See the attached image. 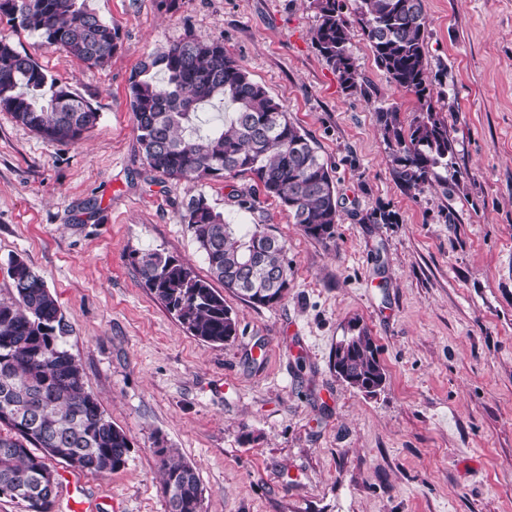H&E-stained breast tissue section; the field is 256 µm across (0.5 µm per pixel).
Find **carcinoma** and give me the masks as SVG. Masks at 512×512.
Returning <instances> with one entry per match:
<instances>
[{"instance_id": "obj_1", "label": "carcinoma", "mask_w": 512, "mask_h": 512, "mask_svg": "<svg viewBox=\"0 0 512 512\" xmlns=\"http://www.w3.org/2000/svg\"><path fill=\"white\" fill-rule=\"evenodd\" d=\"M356 2L357 24L376 64L419 103L407 132L395 109L377 112L394 177L414 187L448 164L453 153L448 124L433 106L442 92L434 91L428 76L423 0ZM310 6L318 18L312 37L316 50L345 92H365L350 52L353 30L343 0H310ZM0 16L94 67L107 66L119 45L118 29L86 0H0ZM224 101L233 112L201 132L199 109ZM129 108L152 171L194 182L247 175L288 209L306 236L322 242L335 238L339 203L328 165L224 42L189 34L149 54L129 78ZM0 111L52 144L81 139L100 118L69 84L5 40H0ZM183 221L209 278L171 256L147 252L137 258L140 280L190 335L224 344L237 335L238 322L214 283L265 306L268 293L288 294L286 248L257 224L235 231L202 193L190 199ZM8 273L9 296L0 299V426L9 433H0V485L23 480L27 491L42 487L41 512H50L57 488L52 462L90 474L114 472L126 464L131 439L88 391L82 366L66 348L69 329L57 296L44 278L19 256L9 258ZM333 366L366 392L386 381L379 346L365 327L347 332L334 351ZM32 447L40 453H32ZM159 454L168 512H202L195 469L167 448Z\"/></svg>"}]
</instances>
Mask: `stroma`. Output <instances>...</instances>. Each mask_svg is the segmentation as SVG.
Segmentation results:
<instances>
[{
    "label": "stroma",
    "mask_w": 512,
    "mask_h": 512,
    "mask_svg": "<svg viewBox=\"0 0 512 512\" xmlns=\"http://www.w3.org/2000/svg\"><path fill=\"white\" fill-rule=\"evenodd\" d=\"M87 4L120 34L103 68L0 21V40L100 114L62 145L0 111V297L9 258L23 257L58 298L89 391L132 442L125 466L84 476L81 493L112 512H168L158 451L171 448L195 468L203 512H512V0H423L453 153L418 189L395 179L376 118L392 106L409 126L415 96L358 30L366 92H343L312 43L310 0ZM189 34L222 41L315 142L339 196L333 240L307 237L247 176L150 170L128 81ZM201 193L226 223L283 241L291 263L278 304L225 293L238 334L224 344L187 333L134 263L157 251L207 276L183 222ZM355 320L387 374L373 394L333 368Z\"/></svg>",
    "instance_id": "1"
}]
</instances>
